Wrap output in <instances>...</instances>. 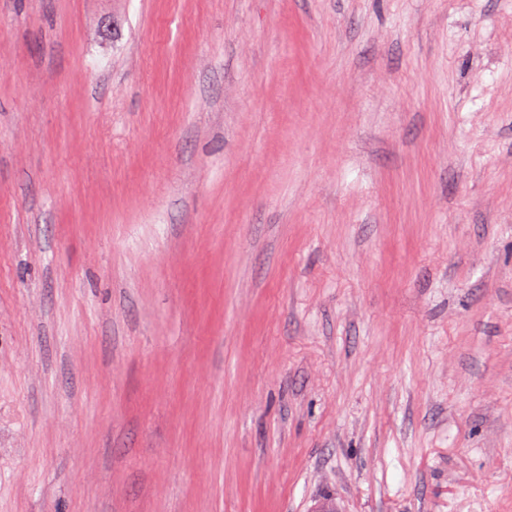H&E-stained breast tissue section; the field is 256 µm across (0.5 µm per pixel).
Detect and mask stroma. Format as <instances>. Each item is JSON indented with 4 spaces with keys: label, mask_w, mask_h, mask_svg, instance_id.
<instances>
[{
    "label": "stroma",
    "mask_w": 512,
    "mask_h": 512,
    "mask_svg": "<svg viewBox=\"0 0 512 512\" xmlns=\"http://www.w3.org/2000/svg\"><path fill=\"white\" fill-rule=\"evenodd\" d=\"M512 512V0H0V512Z\"/></svg>",
    "instance_id": "35a3bbf8"
}]
</instances>
